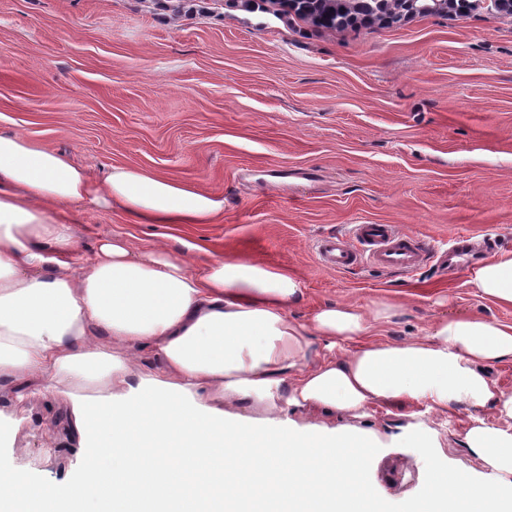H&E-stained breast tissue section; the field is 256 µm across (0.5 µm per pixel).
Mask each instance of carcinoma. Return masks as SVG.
Segmentation results:
<instances>
[{
	"instance_id": "cac0c4a2",
	"label": "carcinoma",
	"mask_w": 512,
	"mask_h": 512,
	"mask_svg": "<svg viewBox=\"0 0 512 512\" xmlns=\"http://www.w3.org/2000/svg\"><path fill=\"white\" fill-rule=\"evenodd\" d=\"M313 25L345 31L385 28L416 17H484L512 21V0H288Z\"/></svg>"
}]
</instances>
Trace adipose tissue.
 <instances>
[{"label":"adipose tissue","instance_id":"1","mask_svg":"<svg viewBox=\"0 0 512 512\" xmlns=\"http://www.w3.org/2000/svg\"><path fill=\"white\" fill-rule=\"evenodd\" d=\"M91 205L118 206L138 224H194L219 205L129 167L98 183L61 153L0 134V381L45 393L71 386L68 448L81 456L95 448L139 470L151 488L139 512H183L178 473L221 487L212 512L250 503L260 490L290 512H355L371 497L360 480L362 440L328 418L396 404L448 418L462 402L473 407L464 444L482 470L431 466L421 501L430 512H512V391L489 375L512 361V323L453 316L426 336L388 343L372 336L371 323L389 318V305H328L298 322L288 309L304 288L283 271L239 259L194 266L119 235L98 239L75 268L71 218ZM469 284L481 300L512 305V252L477 266ZM145 351L154 372L131 386ZM245 405L263 419L238 414ZM292 410L312 422L297 426ZM258 437L265 453L249 457ZM217 448L224 467L198 468ZM84 469V481L58 486L0 456V470L13 475L0 500L9 512L26 496L46 500L50 512H83L106 478L93 464Z\"/></svg>","mask_w":512,"mask_h":512}]
</instances>
